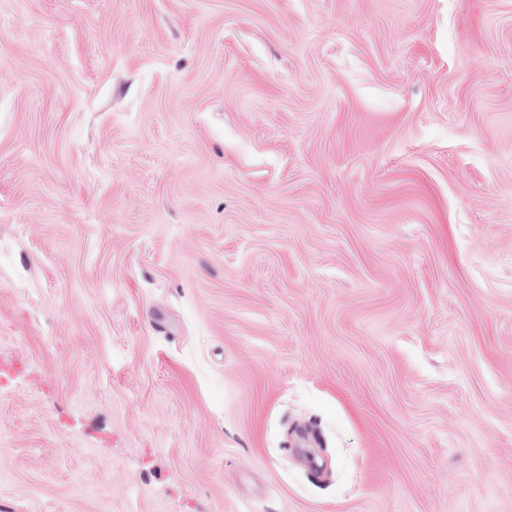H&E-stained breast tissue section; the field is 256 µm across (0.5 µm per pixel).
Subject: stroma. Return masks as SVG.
<instances>
[{"label": "stroma", "mask_w": 512, "mask_h": 512, "mask_svg": "<svg viewBox=\"0 0 512 512\" xmlns=\"http://www.w3.org/2000/svg\"><path fill=\"white\" fill-rule=\"evenodd\" d=\"M0 512H512V0H0Z\"/></svg>", "instance_id": "stroma-1"}]
</instances>
